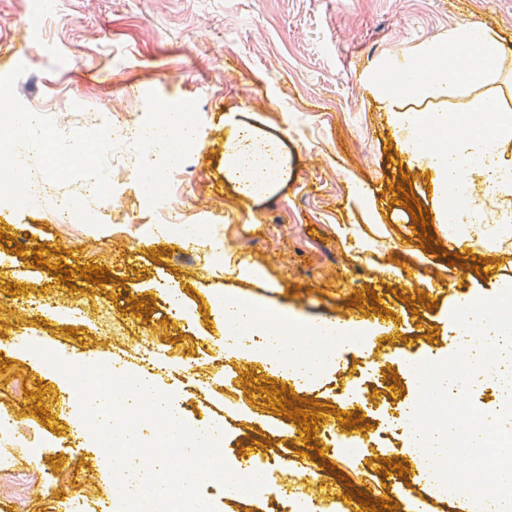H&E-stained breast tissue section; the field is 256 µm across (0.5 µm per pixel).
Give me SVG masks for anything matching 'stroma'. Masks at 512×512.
<instances>
[{
  "instance_id": "1",
  "label": "stroma",
  "mask_w": 512,
  "mask_h": 512,
  "mask_svg": "<svg viewBox=\"0 0 512 512\" xmlns=\"http://www.w3.org/2000/svg\"><path fill=\"white\" fill-rule=\"evenodd\" d=\"M469 18L496 33L501 68L448 101L452 112L512 84V0H56L41 10L0 0V90L14 110L42 111L26 134L32 180L51 176L41 156L60 122L70 125L57 141L65 152L97 134L83 113L104 127L117 109L152 121L142 85L191 112L196 134L187 165L162 171L196 232L190 247L157 234L132 170L86 199L88 223L0 203V411L17 423L0 446L13 462L12 477L0 473V512L122 508L106 452L79 433L64 374L20 345L25 332L68 363L96 353L125 374L139 373L145 348L169 345L156 390L186 425H222L224 458L266 477L242 496L205 480L215 512H277L281 497L296 512H343L352 497L378 506L403 495L418 512H474L471 496H437L381 424L426 399L411 367L456 359L460 305L512 290V255L449 244L432 174L409 170L366 89L385 59L423 60ZM228 112L279 139L288 158L287 182L261 201L224 179ZM406 179L429 218L425 242L396 202ZM228 251L263 279L225 275ZM92 265L104 284L58 275ZM232 299L289 321H348L353 333L338 337L328 369L280 397L272 360L224 352L216 307ZM283 398L304 399L315 428L276 415ZM355 410L363 424L347 441L341 422ZM302 466L308 477H296Z\"/></svg>"
}]
</instances>
